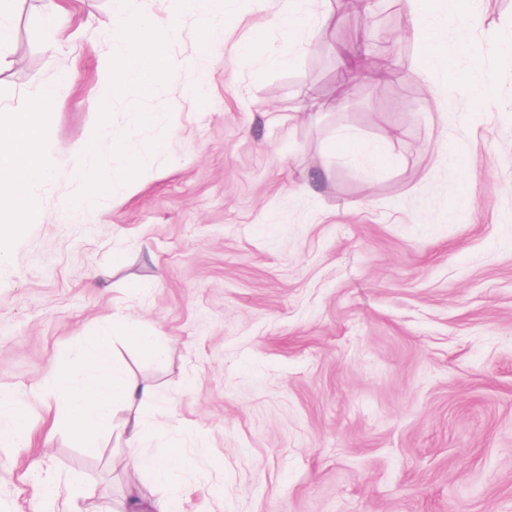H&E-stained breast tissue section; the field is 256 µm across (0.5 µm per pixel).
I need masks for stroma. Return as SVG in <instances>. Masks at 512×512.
<instances>
[{"instance_id": "obj_1", "label": "stroma", "mask_w": 512, "mask_h": 512, "mask_svg": "<svg viewBox=\"0 0 512 512\" xmlns=\"http://www.w3.org/2000/svg\"><path fill=\"white\" fill-rule=\"evenodd\" d=\"M60 3L48 29L16 0L0 48V107L57 92L39 206L0 255V391L31 429L0 449V512H45L32 487L50 476L74 484L69 512L133 492L180 512H512V54L475 125L478 102L448 97L472 61L420 73L404 0L374 56L354 0H226L215 41L205 0ZM119 10L176 28L162 93L104 97ZM436 38L512 44V0ZM137 109L154 123L130 125ZM101 119L162 150L92 219L72 166ZM344 133L365 152L332 154ZM102 328L154 391L138 412L161 427L150 453L183 460L169 483L115 437L87 453L63 417L56 372Z\"/></svg>"}]
</instances>
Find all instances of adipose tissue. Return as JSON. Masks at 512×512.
Instances as JSON below:
<instances>
[{"label": "adipose tissue", "mask_w": 512, "mask_h": 512, "mask_svg": "<svg viewBox=\"0 0 512 512\" xmlns=\"http://www.w3.org/2000/svg\"><path fill=\"white\" fill-rule=\"evenodd\" d=\"M406 5L425 36L444 10L469 26L480 23L478 0H406ZM174 35V30L161 31L145 21L131 23L123 13H116L112 37L121 51L110 67L108 88L133 84L148 94L158 92L169 68L166 46ZM55 97V88L49 87L34 110L18 112L0 107V187L10 193L9 203L0 205V241L15 233L22 218L37 207V189L47 179L42 145ZM157 150V145L139 142L116 140L109 144L98 133L89 137L74 169L77 182L92 188L91 194L83 199L85 208H95L97 197L112 192L114 186L130 184L133 173L152 165ZM79 342L84 377H73L70 370L64 369L58 373L57 381L67 393V419L78 429L86 451L93 454L98 450L99 437L112 431V406L149 402L153 391L128 378L114 361L108 332L80 337ZM149 434L148 427L136 416L128 418L120 432L136 452L135 464L155 480L167 481L179 462L143 453L142 446Z\"/></svg>", "instance_id": "ef3b65f1"}]
</instances>
